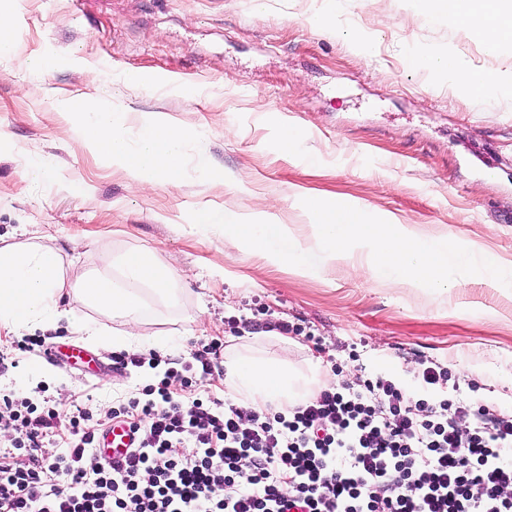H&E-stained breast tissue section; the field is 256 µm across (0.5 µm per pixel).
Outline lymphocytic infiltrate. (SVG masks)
<instances>
[{
    "mask_svg": "<svg viewBox=\"0 0 512 512\" xmlns=\"http://www.w3.org/2000/svg\"><path fill=\"white\" fill-rule=\"evenodd\" d=\"M221 349L210 341L100 417L0 392L13 450L0 512H512V412L415 400L383 377L285 412L174 399L173 379L191 388ZM114 422L137 436L116 464L95 444Z\"/></svg>",
    "mask_w": 512,
    "mask_h": 512,
    "instance_id": "lymphocytic-infiltrate-1",
    "label": "lymphocytic infiltrate"
}]
</instances>
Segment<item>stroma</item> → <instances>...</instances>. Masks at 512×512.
Listing matches in <instances>:
<instances>
[{"label":"stroma","instance_id":"35a3bbf8","mask_svg":"<svg viewBox=\"0 0 512 512\" xmlns=\"http://www.w3.org/2000/svg\"><path fill=\"white\" fill-rule=\"evenodd\" d=\"M321 7L264 0L258 19L251 0H0L15 27L0 52V246L51 238L71 281L108 251L177 257L191 272L181 302L149 306L135 353L165 337L162 354L187 361L216 339L303 375L320 365L335 385L381 375L415 399L430 390L512 411V289L473 275L435 301L338 262L301 272L188 219L265 206L309 245L302 197L355 198L512 262V91L484 104L411 62L445 45L474 68L512 70V47L487 52L458 26L414 14L410 0H347L338 22L368 42L352 46L310 23ZM42 55L56 65L30 70ZM129 72L150 84L128 85ZM70 97L154 112L184 129L180 184L134 189L126 171L78 149L73 119L57 108ZM288 126L299 140L286 149ZM37 165L46 176L34 185L25 173ZM216 172L225 184L213 183ZM281 321L293 333L272 330ZM45 334L86 346L102 371L20 352L22 331L0 329V388L69 416L107 411L155 377L147 367L112 371L111 350L67 322ZM430 362L448 380L428 389Z\"/></svg>","mask_w":512,"mask_h":512}]
</instances>
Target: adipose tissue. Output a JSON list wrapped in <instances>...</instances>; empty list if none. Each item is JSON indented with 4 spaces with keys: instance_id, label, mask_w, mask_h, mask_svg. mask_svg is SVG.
Here are the masks:
<instances>
[{
    "instance_id": "1",
    "label": "adipose tissue",
    "mask_w": 512,
    "mask_h": 512,
    "mask_svg": "<svg viewBox=\"0 0 512 512\" xmlns=\"http://www.w3.org/2000/svg\"><path fill=\"white\" fill-rule=\"evenodd\" d=\"M427 19L448 18L468 31H479L489 51L512 45V0H412ZM414 67L463 86L477 100L512 87V70L483 72L464 57L435 48L419 52ZM77 116L76 142L127 171L137 187L160 182L179 185L183 171L182 130L154 113L131 114L102 102L68 100L63 104ZM184 278L174 262L159 261L151 251L131 249L103 255L101 269L76 282L66 280L63 258L49 244H10L0 247V328L42 329L62 319L73 321L89 340L106 349L126 348L137 335L148 298L177 303ZM73 292L89 307L122 320L123 331L111 334L96 322L81 320L60 305ZM224 384L246 406L262 411L283 409L308 400L320 377L305 378L287 364L250 355L225 360Z\"/></svg>"
}]
</instances>
